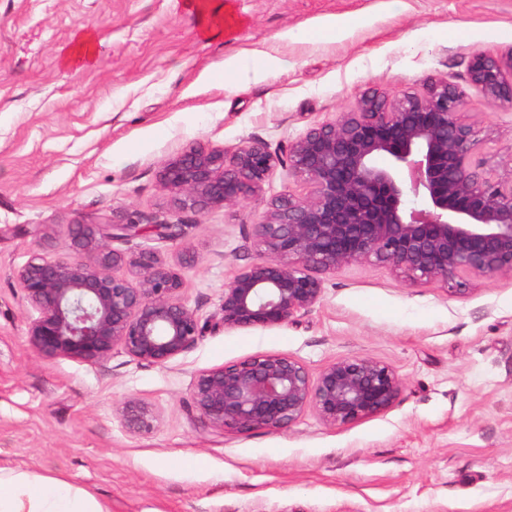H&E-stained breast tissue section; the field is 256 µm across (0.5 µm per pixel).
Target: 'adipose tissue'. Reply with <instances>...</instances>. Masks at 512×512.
Masks as SVG:
<instances>
[{
	"instance_id": "1",
	"label": "adipose tissue",
	"mask_w": 512,
	"mask_h": 512,
	"mask_svg": "<svg viewBox=\"0 0 512 512\" xmlns=\"http://www.w3.org/2000/svg\"><path fill=\"white\" fill-rule=\"evenodd\" d=\"M0 512H111L87 489L33 470L0 467Z\"/></svg>"
}]
</instances>
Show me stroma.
<instances>
[{"instance_id":"stroma-1","label":"stroma","mask_w":512,"mask_h":512,"mask_svg":"<svg viewBox=\"0 0 512 512\" xmlns=\"http://www.w3.org/2000/svg\"><path fill=\"white\" fill-rule=\"evenodd\" d=\"M236 0L243 26L204 40L176 0H0V465L82 486L112 512H512V277L470 279L453 294L390 268L325 274L320 301L279 327L206 331L162 366L114 349L95 363L47 360L27 342L32 311L16 286L32 253H60L70 224L136 221L115 249L175 264L200 319L224 284L260 256L266 202L303 195L276 172L261 199L202 214L178 210L159 167L190 143L234 151L293 140L354 111L445 80L479 130L474 163L512 175V111L468 80L474 51L512 48V0ZM356 27L302 41L331 19ZM96 29L93 68L61 63L75 32ZM288 67L239 86L232 56ZM181 225L178 239L155 224ZM284 354L318 374L369 355L403 381L387 412L343 427L306 412L290 428L216 432L191 399L197 376L256 354ZM135 397L159 414L126 428Z\"/></svg>"}]
</instances>
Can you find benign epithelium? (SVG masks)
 Wrapping results in <instances>:
<instances>
[{"label":"benign epithelium","instance_id":"benign-epithelium-1","mask_svg":"<svg viewBox=\"0 0 512 512\" xmlns=\"http://www.w3.org/2000/svg\"><path fill=\"white\" fill-rule=\"evenodd\" d=\"M468 79L491 105L512 108V48L473 52ZM463 110L453 85L431 79L418 94L365 96L357 111L274 151L261 141L230 155L187 145L159 171L182 210L202 214L256 197L278 169L310 191L268 202L256 225L261 257L233 274L204 323L182 299L175 265L151 251L109 246L140 235L141 225H70L65 252L35 253L17 273L36 313L30 347L46 359L83 362L120 347L139 362L164 365L195 347L208 327L297 321L321 299V275L345 265L373 262L410 283L438 281L453 292L471 276H511L512 176L472 163L479 131ZM381 156L390 164L379 165ZM402 387L392 366L368 355L337 358L314 377L293 357L260 354L202 372L191 398L212 429L244 433L287 429L309 410L327 426L353 424L389 410ZM118 412L135 432L157 420L136 398Z\"/></svg>","mask_w":512,"mask_h":512}]
</instances>
